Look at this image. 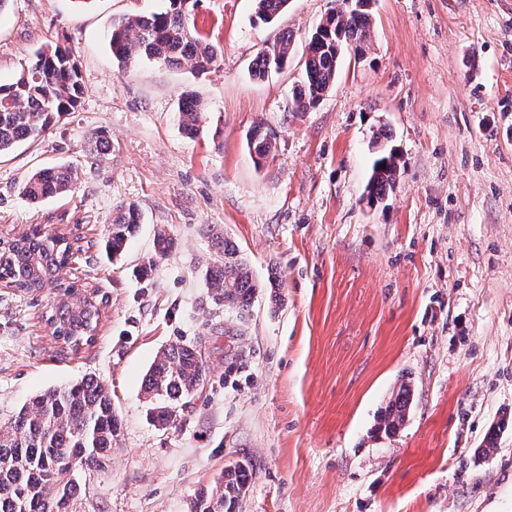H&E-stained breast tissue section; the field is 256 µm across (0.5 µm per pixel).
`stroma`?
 Returning a JSON list of instances; mask_svg holds the SVG:
<instances>
[{
	"instance_id": "35a3bbf8",
	"label": "stroma",
	"mask_w": 512,
	"mask_h": 512,
	"mask_svg": "<svg viewBox=\"0 0 512 512\" xmlns=\"http://www.w3.org/2000/svg\"><path fill=\"white\" fill-rule=\"evenodd\" d=\"M338 0H291L277 22L254 0H199V33L222 49L207 73L149 61L124 68L112 21L163 0H8L0 83L47 42L68 46L75 112L0 156V236L78 225L61 271L101 313L95 345L60 355L41 318L47 295L0 286V423L34 394L85 376L107 384L121 428L112 457L83 474L82 512H189L225 467L248 463L235 512H512V0H371L363 60L344 57L320 103L292 89L308 37ZM291 34L282 71L253 79L257 52ZM192 93L205 130L176 118ZM274 152L248 147L256 125ZM401 157L382 203L364 194L379 130ZM107 151L90 157V137ZM61 165L74 193L33 203L22 180ZM142 219L121 260L103 245L115 211ZM174 240L153 258L157 230ZM232 240L256 280L249 311L209 302L202 272ZM149 276H141L144 264ZM197 344L210 372L155 426L144 375L168 344ZM413 402L378 429L392 390ZM493 455H479L490 429ZM411 400V387L406 382H402L396 390H393L385 410L381 412L378 418V429L387 434L396 432L406 420Z\"/></svg>"
}]
</instances>
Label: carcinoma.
<instances>
[{
    "label": "carcinoma",
    "mask_w": 512,
    "mask_h": 512,
    "mask_svg": "<svg viewBox=\"0 0 512 512\" xmlns=\"http://www.w3.org/2000/svg\"><path fill=\"white\" fill-rule=\"evenodd\" d=\"M290 0H255L257 17L272 23L288 10ZM197 0H165V8L149 15H135L112 24L108 41L114 58L124 67L146 59L166 66H186L203 74L221 59V49L197 32L193 13ZM371 38V11L340 9L327 27L311 34L302 80L293 87L298 109L315 107L335 84L345 53L367 52ZM292 39L284 35L276 50L257 53L250 74L263 79L283 69L292 55ZM82 96L75 58L64 47L44 44L34 50L27 67L8 84H0V154L35 139L52 129L61 117L78 107ZM203 106L186 95L178 106L183 131L198 137L204 131ZM381 144L366 192L368 201L383 202L394 192L401 176L400 158L385 142ZM258 158L273 153L271 134L260 124L249 138ZM77 174L56 167L40 168L28 175L20 193L31 202L67 195ZM141 215L136 206L118 208L107 226L109 254L118 259L138 231ZM72 230L49 232L36 224L12 237L0 238V283L20 294L53 291L55 296H78L84 286L64 282L59 272L72 255ZM223 261L203 271L209 300L216 305L247 310L261 287L270 289V300L281 301L277 278L262 285L231 241L217 240ZM174 241L160 230L154 239L155 257L162 259ZM51 340L63 353L77 356L94 344L101 314L84 298L61 308L51 304L43 312ZM207 370L202 354L190 343L170 344L148 368L143 390L151 404L153 422L166 428L173 422L180 401L193 396L204 384ZM412 400L410 385L403 382L391 393L378 421V429L396 432L406 420ZM120 422L112 410V397L100 379L90 376L64 387L35 394L8 422L0 425V512H79L86 488L77 478L80 470L93 471L112 456ZM248 464L224 470L212 486L193 502L190 512H232L249 484Z\"/></svg>",
    "instance_id": "obj_1"
}]
</instances>
